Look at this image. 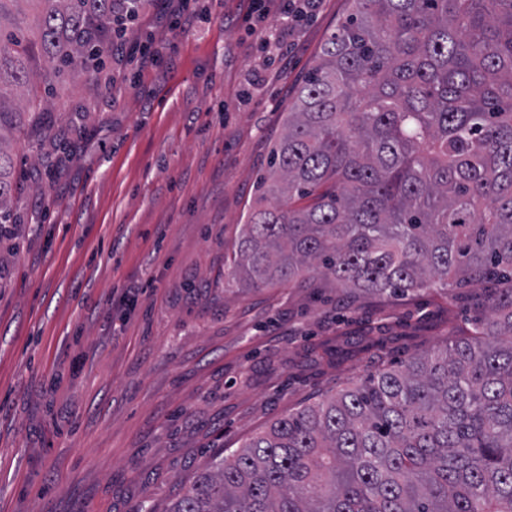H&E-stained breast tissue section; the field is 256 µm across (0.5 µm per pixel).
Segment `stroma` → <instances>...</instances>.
Returning <instances> with one entry per match:
<instances>
[{
	"label": "stroma",
	"mask_w": 512,
	"mask_h": 512,
	"mask_svg": "<svg viewBox=\"0 0 512 512\" xmlns=\"http://www.w3.org/2000/svg\"><path fill=\"white\" fill-rule=\"evenodd\" d=\"M249 2L191 0L182 27L147 0L93 84L68 80L15 137L0 512H169L224 449L468 317L440 291L225 277L288 105L348 11L321 0L265 41Z\"/></svg>",
	"instance_id": "stroma-1"
}]
</instances>
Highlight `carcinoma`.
Wrapping results in <instances>:
<instances>
[{"label":"carcinoma","instance_id":"obj_1","mask_svg":"<svg viewBox=\"0 0 512 512\" xmlns=\"http://www.w3.org/2000/svg\"><path fill=\"white\" fill-rule=\"evenodd\" d=\"M348 2L288 105L228 276L455 290L480 316L214 459L169 512H512V0ZM142 7L0 0V235L16 188L4 133L56 85L93 81Z\"/></svg>","mask_w":512,"mask_h":512}]
</instances>
